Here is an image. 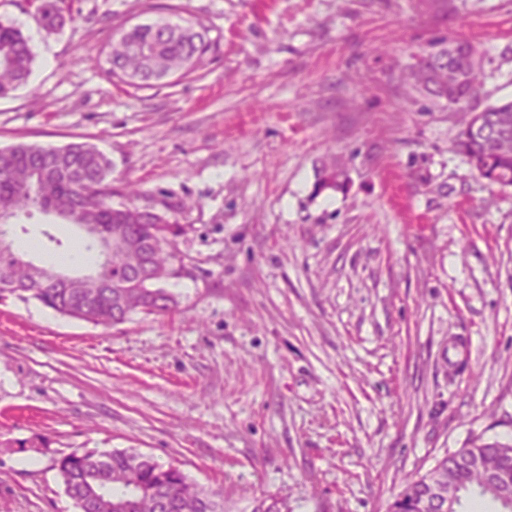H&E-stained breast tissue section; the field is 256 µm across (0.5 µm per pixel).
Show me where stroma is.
<instances>
[{
    "label": "stroma",
    "mask_w": 512,
    "mask_h": 512,
    "mask_svg": "<svg viewBox=\"0 0 512 512\" xmlns=\"http://www.w3.org/2000/svg\"><path fill=\"white\" fill-rule=\"evenodd\" d=\"M152 0H28L0 22L35 53L0 98V149L96 144L141 207L186 202L177 308L106 328L0 298V512H77L53 467L133 448L224 497L288 512H387L406 475L475 438H512V187L452 149L512 99V0H170L216 53L151 89L94 59ZM470 42L465 107L403 79L435 41ZM335 158L342 188L316 191ZM46 268L84 233L17 217ZM34 7V17L49 33L61 31L67 23V17L58 6V0H29Z\"/></svg>",
    "instance_id": "35a3bbf8"
}]
</instances>
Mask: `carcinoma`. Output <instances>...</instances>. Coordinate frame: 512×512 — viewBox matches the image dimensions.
<instances>
[{"label":"carcinoma","instance_id":"carcinoma-1","mask_svg":"<svg viewBox=\"0 0 512 512\" xmlns=\"http://www.w3.org/2000/svg\"><path fill=\"white\" fill-rule=\"evenodd\" d=\"M34 17L48 33L61 31L67 17L58 0H29ZM218 46L210 27L200 21L189 26L140 24L129 30L120 25L96 64L107 65L109 76L139 89L153 88L175 74L186 76L199 68ZM35 54L21 30L0 23V97L30 81ZM473 45L462 40L440 41L411 71L414 87L433 99L461 106L480 81ZM487 125L506 129L504 135L482 136L472 123L458 133L454 147L478 177L502 187L512 186V100L483 110ZM112 162L96 145L71 143L63 147L17 144L0 149V218L31 214L38 209L56 213L70 224H93L123 241L107 263L106 282L88 279L66 285L50 279L37 281L17 253L0 251V296L33 299L56 313L111 327L132 315L164 314L177 304L165 285L179 276L174 268L175 238L182 226L169 212L178 205L163 202L162 209L132 202L112 205V197L133 199L138 192L125 184L112 186ZM343 187L337 181L336 162L323 164L316 192ZM68 496L80 512H224L221 495L193 482L178 467L151 456L112 450L70 453L55 462ZM500 473L506 487H487V472ZM437 476L461 492L475 488L482 497L512 512V441L496 440L451 453L427 474L406 481L388 512H429L424 489ZM106 495H91L98 481Z\"/></svg>","mask_w":512,"mask_h":512}]
</instances>
